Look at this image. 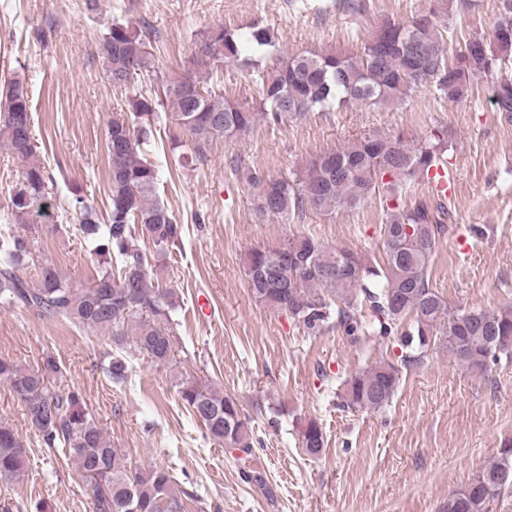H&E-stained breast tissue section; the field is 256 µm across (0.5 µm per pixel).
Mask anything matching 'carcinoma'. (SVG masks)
<instances>
[{
	"label": "carcinoma",
	"mask_w": 512,
	"mask_h": 512,
	"mask_svg": "<svg viewBox=\"0 0 512 512\" xmlns=\"http://www.w3.org/2000/svg\"><path fill=\"white\" fill-rule=\"evenodd\" d=\"M500 20L487 38L474 37L454 56L444 47L437 10L412 15L402 22L386 21L355 55L291 54L272 69L258 70L261 90L254 108L212 97L196 78L175 74L167 96L177 124L194 143V157H205L217 139L235 138L259 119L276 125L312 112H340L354 104L378 106L402 100L418 88L457 101L475 81L493 76L512 61V0H501ZM245 39L259 48L273 47L269 29L255 26ZM150 42L137 30L116 23L100 44L106 72L116 84L129 82L152 63ZM239 56V37L221 26L209 29L194 44V57L204 64ZM0 94V138L21 167L12 197V214L21 224H33L45 212L47 170L33 134L32 98L25 79L12 76ZM500 111L512 112V82H499ZM130 106L137 123L118 115L107 126L110 169L108 223L93 220L92 209L80 197L72 201L80 214L79 231L95 238L100 271L85 288H74L53 265L41 268L31 286L19 271L35 249L36 237L20 235L11 224L0 225V303L20 306L37 315L104 331L112 337L109 373L123 383L132 371L130 352L157 366L172 364L175 340L167 323L176 308V294L155 281L147 253L138 241H148L157 254L180 247L184 228L157 198V170L142 157V146L153 136V100L135 96ZM447 145L438 136L407 144L404 135L361 137L320 154L295 179L273 178L255 169L246 172L256 190V216H286L311 210L333 215L362 207L382 188L385 177L411 179L426 175L442 160ZM441 201L425 198L409 206L387 207L383 244L386 263L377 267L347 249L328 250L309 237H297L271 249H254L247 257L248 288L253 299L284 311L313 333L320 331L335 307L337 324L353 341L386 338L411 319L401 335L408 349L401 364L423 363L437 336L457 363L478 375L501 361H512V305L497 311L453 308L431 287L430 268L436 244L447 231ZM120 267H114L113 261ZM60 372L52 356L35 370L0 359V383L8 385L24 406L29 423L46 448H63L92 489L93 512H185L170 472L134 467L112 447L106 432L89 412L80 392H61L50 385ZM401 371L380 359L351 374L338 395L350 411H379L395 396ZM183 406L206 429L207 437L236 456L248 483L264 484L252 466L255 456L250 419L238 402L222 391L192 378L174 380ZM304 452L320 455L325 439L310 420L300 429ZM28 473L22 440L0 422V480L18 482ZM512 491V440L500 449L472 481L448 496V512H491L501 495Z\"/></svg>",
	"instance_id": "1"
}]
</instances>
